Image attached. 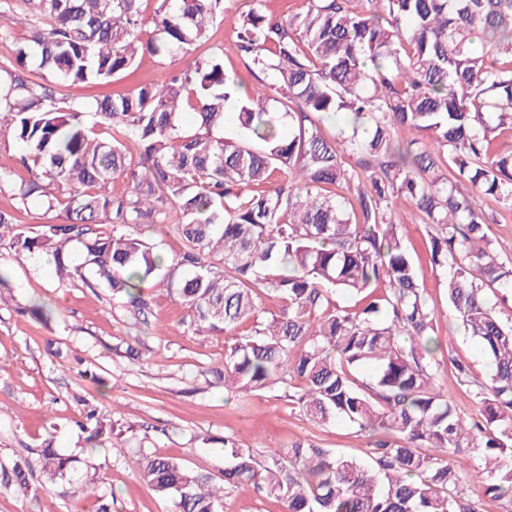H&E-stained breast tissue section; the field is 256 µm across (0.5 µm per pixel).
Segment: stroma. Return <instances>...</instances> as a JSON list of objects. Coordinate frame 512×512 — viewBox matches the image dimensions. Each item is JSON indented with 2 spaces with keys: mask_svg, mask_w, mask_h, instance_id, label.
<instances>
[{
  "mask_svg": "<svg viewBox=\"0 0 512 512\" xmlns=\"http://www.w3.org/2000/svg\"><path fill=\"white\" fill-rule=\"evenodd\" d=\"M253 0H225L197 52L217 53L228 76L248 79L236 47V31ZM392 210L406 226V244L422 269V286L437 310L435 334L444 359L439 388L465 414L476 410L455 368L484 376L479 343L457 326L447 307L445 282L427 259L426 218L396 199ZM0 466L29 463L27 494L0 484V512H73L88 492L83 460L88 443L79 427L84 405L115 426L110 448L99 450V494L112 512H171L170 503L140 480L135 461L143 455L174 457L190 467L221 475L224 437L255 455L305 440L321 448L366 456V432L347 423L313 425L292 403V387L259 394H225L218 374L232 336H199L186 308L149 283L141 302L113 295L94 275L59 278L46 256H21L10 237L0 238ZM136 347L139 360L127 358ZM75 458L74 477L49 483L38 466L45 446Z\"/></svg>",
  "mask_w": 512,
  "mask_h": 512,
  "instance_id": "35a3bbf8",
  "label": "stroma"
}]
</instances>
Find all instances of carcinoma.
<instances>
[{"label":"carcinoma","instance_id":"1","mask_svg":"<svg viewBox=\"0 0 512 512\" xmlns=\"http://www.w3.org/2000/svg\"><path fill=\"white\" fill-rule=\"evenodd\" d=\"M139 2L0 0V42L20 15L31 26L0 62V142L8 132L26 146L29 178L0 166V186L63 215L29 236L0 211V237L51 255L61 278L89 267L114 294L138 300L144 283H161L200 335L254 322L224 356V389L296 378L299 411L368 433L372 461L304 441L258 458L226 438L220 487L167 456L137 459L140 478L172 512H224V489L249 485L280 512H477L461 493L474 462L484 494L512 502V317L491 296L512 288V246L494 241L458 191L467 182L512 211V149H493L512 130V0H305L285 17L255 0L237 31L253 87L229 78L219 56H192L224 0H158L146 41ZM146 55L191 61L90 107L58 97L64 85L132 74ZM230 106L238 139L220 134ZM89 112L112 125V140L91 137ZM340 117L351 134L326 139L322 125ZM123 138L141 148L135 167ZM122 176L133 189L115 194ZM352 182L353 200L336 201L332 188ZM396 197L427 217L428 261L445 273L449 310L490 359L484 379L456 364L475 416L437 386V312L388 217ZM141 224L174 225L186 248L163 254L123 232ZM381 281L387 290L373 293ZM261 293L281 303L267 325ZM341 293L370 300L351 312L336 305ZM80 427L95 445L112 438L93 410ZM71 462L53 448L40 460L52 482ZM0 478L28 487L18 463Z\"/></svg>","mask_w":512,"mask_h":512}]
</instances>
